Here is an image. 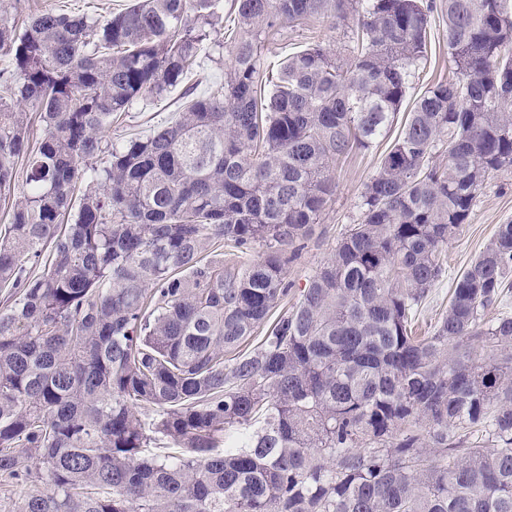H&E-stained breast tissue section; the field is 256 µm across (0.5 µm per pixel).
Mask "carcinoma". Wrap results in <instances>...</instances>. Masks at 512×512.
<instances>
[{"label":"carcinoma","instance_id":"1","mask_svg":"<svg viewBox=\"0 0 512 512\" xmlns=\"http://www.w3.org/2000/svg\"><path fill=\"white\" fill-rule=\"evenodd\" d=\"M435 11L456 77L414 99L295 303L224 359L288 297L336 165L390 132ZM316 18L342 45L313 36L267 72L280 23ZM205 46L224 81L195 96ZM0 53V190L25 161L0 225V478L43 483L15 512H512V315L484 318L512 223L412 330L448 240L512 171V0H129L20 34L1 15ZM174 92L175 121L105 138ZM334 21H331L327 18H320L314 20L310 23L311 31L317 32L316 34L322 37L326 43L330 42L331 47L335 45L337 42H342L343 40V28L342 24L336 21V25L333 24Z\"/></svg>","mask_w":512,"mask_h":512}]
</instances>
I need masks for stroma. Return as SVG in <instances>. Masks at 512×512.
<instances>
[{"mask_svg": "<svg viewBox=\"0 0 512 512\" xmlns=\"http://www.w3.org/2000/svg\"><path fill=\"white\" fill-rule=\"evenodd\" d=\"M125 0H0V14L25 23L28 18L48 10L71 14H85L98 19L107 17ZM448 63L446 26L440 14H432L429 23L427 60L415 91L451 76ZM182 106L177 96L161 100L143 99L135 103L118 122L113 123L110 137L119 143L136 135L149 134L161 123L175 119ZM388 140H378L366 151L355 152L336 167V192L323 212L313 234L306 240L296 260L289 264L287 277L294 285L289 301H296L305 279L330 256L331 248L348 224L359 216L358 196L364 184L377 170ZM512 222V173L501 172L491 176L479 194L467 224L462 225L446 248L445 274L432 289L419 309V331L431 334L438 318L448 308L453 280L483 250L498 225Z\"/></svg>", "mask_w": 512, "mask_h": 512, "instance_id": "35a3bbf8", "label": "stroma"}]
</instances>
